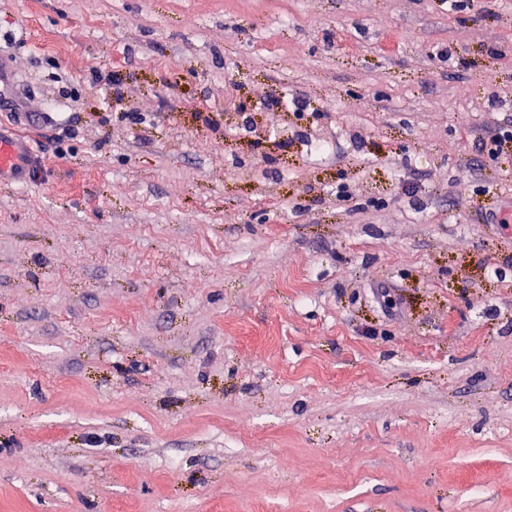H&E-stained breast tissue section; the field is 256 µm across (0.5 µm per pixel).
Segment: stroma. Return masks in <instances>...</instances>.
I'll use <instances>...</instances> for the list:
<instances>
[{
  "label": "stroma",
  "instance_id": "35a3bbf8",
  "mask_svg": "<svg viewBox=\"0 0 512 512\" xmlns=\"http://www.w3.org/2000/svg\"><path fill=\"white\" fill-rule=\"evenodd\" d=\"M511 122L512 0H0V512H512ZM43 168L44 160L33 140L0 124V183H28Z\"/></svg>",
  "mask_w": 512,
  "mask_h": 512
}]
</instances>
